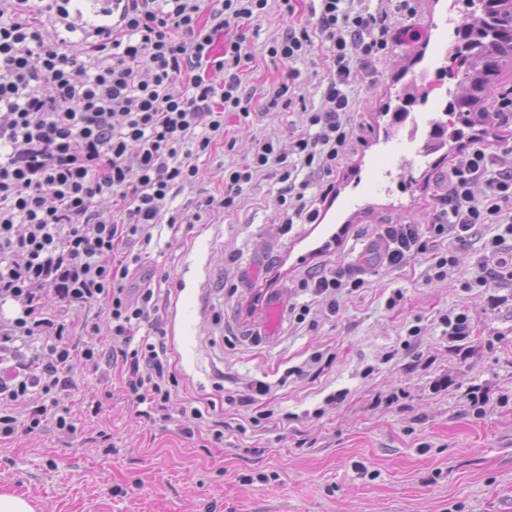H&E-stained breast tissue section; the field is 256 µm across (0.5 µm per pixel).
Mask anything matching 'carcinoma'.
I'll return each mask as SVG.
<instances>
[{"label": "carcinoma", "mask_w": 512, "mask_h": 512, "mask_svg": "<svg viewBox=\"0 0 512 512\" xmlns=\"http://www.w3.org/2000/svg\"><path fill=\"white\" fill-rule=\"evenodd\" d=\"M456 36L466 43L467 51L459 49L457 55L468 64V87L465 93L453 96L445 109L455 120L433 124V138L442 146L444 136L452 139L459 133L457 123L469 122L471 113L480 111V104L496 89L494 77L512 61V10L499 6L493 10L492 21L485 20L479 26L465 24Z\"/></svg>", "instance_id": "1"}]
</instances>
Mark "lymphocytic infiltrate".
Wrapping results in <instances>:
<instances>
[{
  "label": "lymphocytic infiltrate",
  "instance_id": "f902f5d3",
  "mask_svg": "<svg viewBox=\"0 0 512 512\" xmlns=\"http://www.w3.org/2000/svg\"><path fill=\"white\" fill-rule=\"evenodd\" d=\"M319 2L315 25L289 27L267 53L293 59L314 39L330 43L324 106L307 115L316 132L298 135L292 145L303 167L328 174L348 143L341 115L354 64L372 61L410 30L393 25L384 11L351 14L341 10V0ZM267 6L268 0H213L206 10L201 0H126L122 24L79 50L40 21L60 12L59 0H11L0 9V303L16 310L0 325V354L21 357L0 373V436L13 435L19 425L31 433L47 421L71 431L70 411L55 394L69 385L76 362L102 359L94 338L103 332L121 346L132 401L168 420L179 380L163 340L133 341L156 302L153 289L126 288L129 266L139 257L124 249L150 244L160 224L184 223L189 216L171 203L196 183L198 159L223 141L225 113L249 116L240 74L253 56L242 30ZM284 162L273 144L260 145L226 175L224 194L198 202L190 217L235 209L241 184ZM280 180L288 195L285 223H315L319 211L306 200L309 180L293 182L287 170ZM444 182L430 223L386 224L378 232L387 262L400 266L426 255L434 278H441L453 261L445 242L467 240L478 226L493 224L498 232L485 242L468 285L511 282L512 252L505 244L512 239V169L479 147L451 166ZM478 185L480 202L473 193ZM108 193L113 200L106 210ZM364 286L349 267L321 270L301 284L310 295L331 299ZM50 291L65 308L104 302L106 326L83 323L87 341L73 344L69 324L40 304ZM36 341L47 343L49 358L21 356V347ZM26 400L32 406L21 422L14 408Z\"/></svg>",
  "mask_w": 512,
  "mask_h": 512
}]
</instances>
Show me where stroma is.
<instances>
[{
  "mask_svg": "<svg viewBox=\"0 0 512 512\" xmlns=\"http://www.w3.org/2000/svg\"><path fill=\"white\" fill-rule=\"evenodd\" d=\"M294 4L290 16L269 0L247 28L253 60L241 88L251 114L225 113L223 142L199 159L197 182L174 208L222 194L226 171L257 143L296 163L291 145L306 129L303 112L322 106L327 49L318 41L299 59L270 62L267 48L289 20L311 19L309 0ZM411 6L403 23L418 38L392 44L351 76L347 155L329 180L299 171L311 180L316 223H282L274 167L242 185L237 210L161 226L130 271L128 287L157 294L156 321L141 331L165 333L179 380L169 413L196 401L223 421V442L204 432L189 439L175 422L138 415L121 363L84 364L58 396L71 409L72 434L48 423L0 437V493L23 496L36 512H512V284L461 287L495 227L454 245L457 263L441 280L425 258L396 269L372 247L381 225L430 223L440 176L499 132L478 123L454 150L405 156L408 125L393 120L403 96H412V112L439 120L437 93L466 88L446 40L449 17H464L466 5ZM288 79L300 98L267 109L269 89ZM338 265L362 269L366 285L340 295L332 313L299 283ZM397 290L403 298L389 306ZM293 304L310 306L305 322L289 315ZM452 311L467 313L466 335L448 337L440 318ZM256 382L270 392L250 406L229 403ZM474 389L486 403H470ZM262 409L272 420L253 425ZM257 472L279 478L262 484Z\"/></svg>",
  "mask_w": 512,
  "mask_h": 512,
  "instance_id": "stroma-1",
  "label": "stroma"
}]
</instances>
